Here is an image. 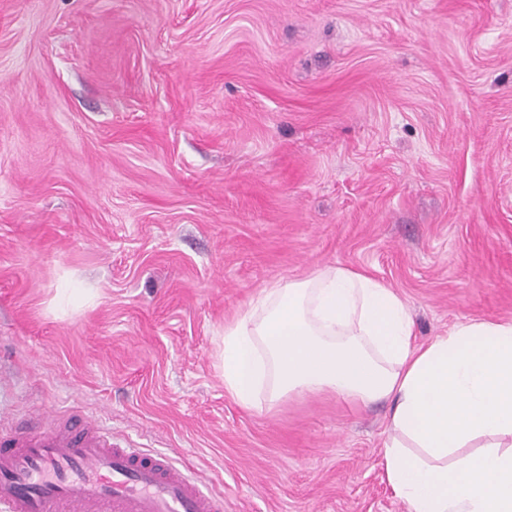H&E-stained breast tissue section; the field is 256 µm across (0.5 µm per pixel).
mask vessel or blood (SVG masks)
I'll list each match as a JSON object with an SVG mask.
<instances>
[{
  "instance_id": "b4317fda",
  "label": "vessel or blood",
  "mask_w": 512,
  "mask_h": 512,
  "mask_svg": "<svg viewBox=\"0 0 512 512\" xmlns=\"http://www.w3.org/2000/svg\"><path fill=\"white\" fill-rule=\"evenodd\" d=\"M0 512H224V500L72 410L36 435L0 428Z\"/></svg>"
}]
</instances>
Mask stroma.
<instances>
[{
  "label": "stroma",
  "mask_w": 512,
  "mask_h": 512,
  "mask_svg": "<svg viewBox=\"0 0 512 512\" xmlns=\"http://www.w3.org/2000/svg\"><path fill=\"white\" fill-rule=\"evenodd\" d=\"M512 320V0H0V427L79 408L224 512H407L390 405L224 391L324 265Z\"/></svg>",
  "instance_id": "1"
}]
</instances>
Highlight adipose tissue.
<instances>
[{"label": "adipose tissue", "mask_w": 512, "mask_h": 512, "mask_svg": "<svg viewBox=\"0 0 512 512\" xmlns=\"http://www.w3.org/2000/svg\"><path fill=\"white\" fill-rule=\"evenodd\" d=\"M224 389L241 407L333 393L392 404L386 477L408 512H512V320L456 324L416 342L408 304L361 270L326 265L265 287L224 326Z\"/></svg>", "instance_id": "obj_1"}]
</instances>
